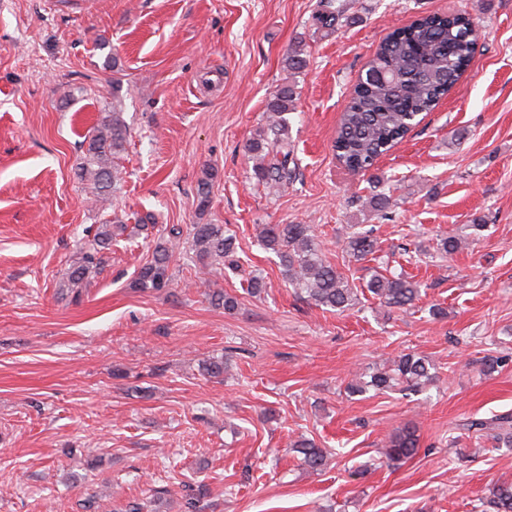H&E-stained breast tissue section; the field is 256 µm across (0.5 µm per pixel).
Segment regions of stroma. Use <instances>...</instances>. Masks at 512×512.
<instances>
[{
	"instance_id": "obj_1",
	"label": "stroma",
	"mask_w": 512,
	"mask_h": 512,
	"mask_svg": "<svg viewBox=\"0 0 512 512\" xmlns=\"http://www.w3.org/2000/svg\"><path fill=\"white\" fill-rule=\"evenodd\" d=\"M0 0V512H475L512 481V448L466 430L512 414V0ZM464 11L475 57L440 104L375 168L333 151L341 109L382 39L421 15ZM303 46L307 65L285 58ZM293 84L295 180L259 184L244 145ZM130 135L108 207L74 175L113 98ZM217 173L199 210L203 169ZM386 196V218L364 208ZM120 218L104 269L80 295L59 282L96 226ZM223 224L239 273L179 256L159 292L132 282L171 228ZM259 224L312 225L354 283L352 225H375L377 265L421 286L408 311L361 296L324 310L300 297ZM482 225L442 257L435 238ZM261 274V296L246 292ZM217 288L236 295L214 307ZM443 308L433 316L431 306ZM426 356L430 385L348 396L349 373ZM223 359V377L203 371ZM411 425L418 454L388 464ZM328 449L305 466L297 436ZM341 0H320L314 15L317 29H333L344 14Z\"/></svg>"
}]
</instances>
